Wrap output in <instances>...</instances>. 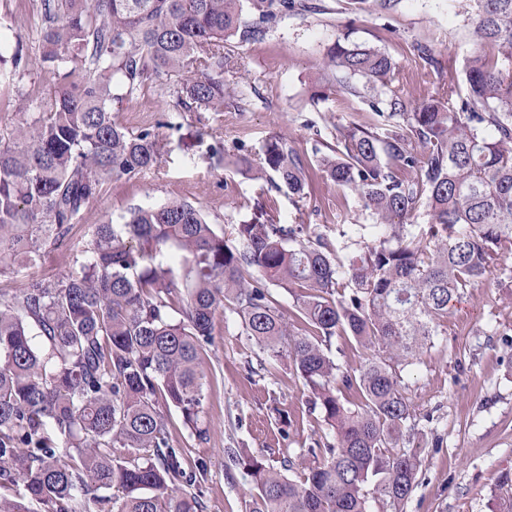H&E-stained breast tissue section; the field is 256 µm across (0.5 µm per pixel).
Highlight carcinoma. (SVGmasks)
Returning a JSON list of instances; mask_svg holds the SVG:
<instances>
[{
	"label": "carcinoma",
	"mask_w": 512,
	"mask_h": 512,
	"mask_svg": "<svg viewBox=\"0 0 512 512\" xmlns=\"http://www.w3.org/2000/svg\"><path fill=\"white\" fill-rule=\"evenodd\" d=\"M254 17H243V2ZM475 48L465 92L440 86L412 104L396 89L386 52L344 40L329 48L324 85L359 93L362 79L388 94L382 122L337 128L336 143L306 159L282 137L240 171L300 198L316 178L358 196L375 219L349 265L305 225H236L232 244L202 207L170 200L135 207L123 223L91 225L81 271L0 289V512H204L184 449L170 442L160 405L198 438L204 363L214 318L229 311L275 375L300 374L311 409L333 441L308 449L323 461L296 478L262 452L243 463L256 493L249 512H389L416 485L419 459L399 447L412 431L400 372L440 335L452 302L512 248V0H474ZM295 0H40L42 63L54 96L0 139V275L38 268L71 244L72 230L114 179L164 162L168 120L137 132L115 113L166 85L172 112L237 108L224 77V42L264 36ZM21 56H3L0 89ZM457 95V106L447 99ZM224 131L207 125V158L224 159ZM428 229L415 232L420 211ZM180 253L179 275L163 263ZM299 313L288 323L271 287ZM370 354L350 367L330 356L335 336ZM23 484L25 496L6 492ZM114 491L103 496V491Z\"/></svg>",
	"instance_id": "obj_1"
}]
</instances>
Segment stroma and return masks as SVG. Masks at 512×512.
Returning a JSON list of instances; mask_svg holds the SVG:
<instances>
[{"mask_svg": "<svg viewBox=\"0 0 512 512\" xmlns=\"http://www.w3.org/2000/svg\"><path fill=\"white\" fill-rule=\"evenodd\" d=\"M313 11L296 12L277 29L247 42L233 38L224 54L246 96L242 110L218 114L224 131V166L211 168L200 144L199 115L169 112L167 94L151 92L116 119L137 131L169 117L166 161L157 171L104 185L83 221L73 230L82 240L89 225L120 223L130 208L186 199L202 206L212 223L234 238L235 224L260 211L282 224H305L330 240L340 259L358 252L370 238L372 217L359 198L315 181L307 197L271 189L237 172L238 155L259 159L272 136L285 137L300 153L334 140L339 125L373 122V92L341 90L328 100L311 95L335 40L346 37L386 51L402 68L400 88L416 101L440 82L461 83L464 61L474 44L470 0H312ZM39 0H0V38L29 66L14 88L0 93V137L24 119L22 102L47 97L57 84L42 64L36 26ZM435 56L441 72H432ZM80 248L51 253L43 267L14 266L0 276V288H16L33 275L62 277L79 272ZM443 334L423 348L401 380L414 409L415 428L403 442L418 453L416 486L403 512H492L491 492L501 473L512 472V251L500 254L481 284L454 301ZM256 350L241 336L237 319L220 313L206 369L210 375L201 419L209 432L198 439L178 411L168 413L174 447L184 449L186 470L195 478L204 512H247L251 478L236 451L261 452L273 460L288 456L295 473L318 463L309 450L329 436L321 415L310 412L308 393L291 367L277 376L249 373ZM290 423L281 427L279 414Z\"/></svg>", "mask_w": 512, "mask_h": 512, "instance_id": "obj_1", "label": "stroma"}]
</instances>
